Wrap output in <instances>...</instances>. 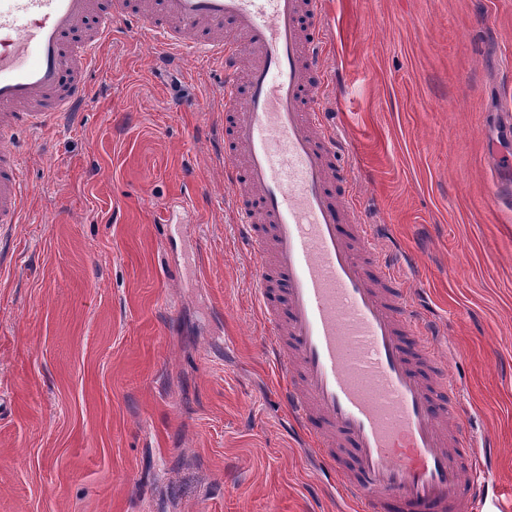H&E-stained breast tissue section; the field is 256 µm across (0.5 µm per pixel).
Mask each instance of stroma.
Masks as SVG:
<instances>
[{"instance_id":"stroma-1","label":"stroma","mask_w":512,"mask_h":512,"mask_svg":"<svg viewBox=\"0 0 512 512\" xmlns=\"http://www.w3.org/2000/svg\"><path fill=\"white\" fill-rule=\"evenodd\" d=\"M341 165L445 331L512 512V0H326ZM119 29L19 138L0 236V512H348L277 398L198 59ZM504 190L487 199L491 183Z\"/></svg>"}]
</instances>
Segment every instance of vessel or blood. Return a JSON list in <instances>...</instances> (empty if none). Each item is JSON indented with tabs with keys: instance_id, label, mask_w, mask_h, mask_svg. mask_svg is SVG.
Segmentation results:
<instances>
[{
	"instance_id": "vessel-or-blood-1",
	"label": "vessel or blood",
	"mask_w": 512,
	"mask_h": 512,
	"mask_svg": "<svg viewBox=\"0 0 512 512\" xmlns=\"http://www.w3.org/2000/svg\"><path fill=\"white\" fill-rule=\"evenodd\" d=\"M323 0H0V224L25 221L21 131L59 125L91 99L90 72L117 24L219 65L221 167L238 199L279 401L339 475L351 512H473L489 479L440 336L396 276L353 194L334 195L341 153L325 109ZM247 89L238 91L241 61Z\"/></svg>"
}]
</instances>
